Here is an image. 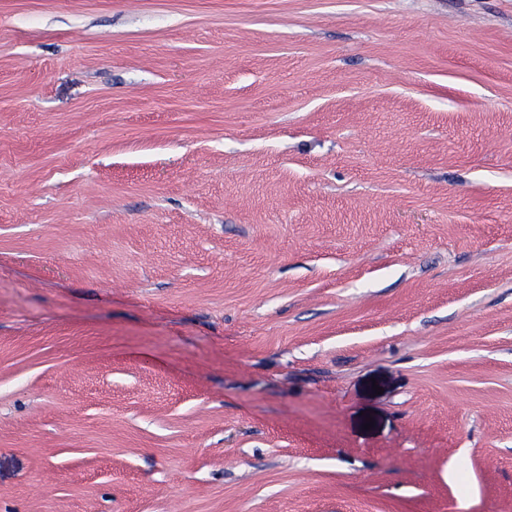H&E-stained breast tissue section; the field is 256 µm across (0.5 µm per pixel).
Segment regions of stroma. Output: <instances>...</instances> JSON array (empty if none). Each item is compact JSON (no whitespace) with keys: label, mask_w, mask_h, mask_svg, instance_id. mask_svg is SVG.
<instances>
[{"label":"stroma","mask_w":512,"mask_h":512,"mask_svg":"<svg viewBox=\"0 0 512 512\" xmlns=\"http://www.w3.org/2000/svg\"><path fill=\"white\" fill-rule=\"evenodd\" d=\"M0 512H512V0H0Z\"/></svg>","instance_id":"1"}]
</instances>
